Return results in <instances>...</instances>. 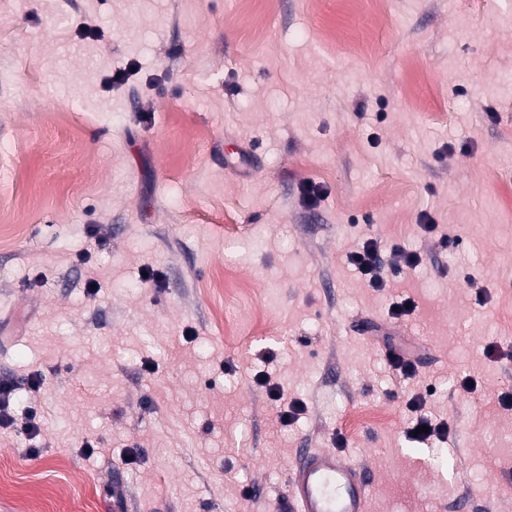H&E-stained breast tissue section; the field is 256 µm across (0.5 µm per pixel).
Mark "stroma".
<instances>
[{
    "mask_svg": "<svg viewBox=\"0 0 512 512\" xmlns=\"http://www.w3.org/2000/svg\"><path fill=\"white\" fill-rule=\"evenodd\" d=\"M507 70L512 0H0V512H287L296 450L339 433L371 512L512 506ZM369 237L379 292L346 260ZM428 387L452 430L419 447ZM384 356L388 367L404 380H413L419 377L420 360L418 356L411 350L397 346L389 336H386ZM15 383L11 381H1L0 383V427L10 428L14 425L12 415V406L14 402L13 392Z\"/></svg>",
    "mask_w": 512,
    "mask_h": 512,
    "instance_id": "1",
    "label": "stroma"
}]
</instances>
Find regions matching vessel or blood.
Listing matches in <instances>:
<instances>
[{"instance_id":"1","label":"vessel or blood","mask_w":512,"mask_h":512,"mask_svg":"<svg viewBox=\"0 0 512 512\" xmlns=\"http://www.w3.org/2000/svg\"><path fill=\"white\" fill-rule=\"evenodd\" d=\"M290 512H370L372 482L365 466L333 448H304L289 469Z\"/></svg>"}]
</instances>
